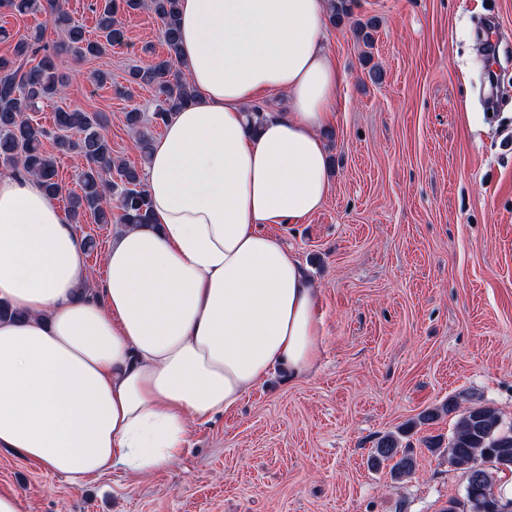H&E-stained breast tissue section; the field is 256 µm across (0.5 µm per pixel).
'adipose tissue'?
Returning <instances> with one entry per match:
<instances>
[{
    "label": "adipose tissue",
    "mask_w": 512,
    "mask_h": 512,
    "mask_svg": "<svg viewBox=\"0 0 512 512\" xmlns=\"http://www.w3.org/2000/svg\"><path fill=\"white\" fill-rule=\"evenodd\" d=\"M326 0H181L197 96L154 140L153 221L113 234L96 279L68 215L31 176L0 177V448L71 483L166 471L190 420L232 411L322 352L320 290L266 228L320 210L322 132L341 76ZM288 98L249 129L262 94Z\"/></svg>",
    "instance_id": "adipose-tissue-1"
}]
</instances>
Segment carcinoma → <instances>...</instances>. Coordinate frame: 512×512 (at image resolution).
<instances>
[{
  "label": "carcinoma",
  "instance_id": "cac0c4a2",
  "mask_svg": "<svg viewBox=\"0 0 512 512\" xmlns=\"http://www.w3.org/2000/svg\"><path fill=\"white\" fill-rule=\"evenodd\" d=\"M180 0H104L96 9V30L99 38L92 39L80 25L72 22L70 14L62 8L60 0H0L15 15L44 14L65 41L50 48L41 44L42 33L35 31L16 41L13 57H0V165L14 174H31L41 183L45 193L53 198L62 193L57 179L55 158L46 153L42 138L45 131L32 125L25 113L39 104L64 92L66 81L58 71L56 56L69 53L78 60L98 57L107 48L125 41L124 27L118 16L129 11L147 9L162 24V39L166 57L147 68L130 72L131 82L150 87L156 93L152 122L161 125L195 97L191 84L181 77L179 66L180 34L178 27ZM330 19L341 21L350 13V0H327ZM377 28L374 19L357 22L356 33L362 43L373 45ZM41 55L38 63L28 69L22 61ZM127 126L136 135L135 147L143 163H148L153 137L144 128L141 112L131 110L126 115ZM106 123L102 113H88L59 109L55 113L57 150L75 152L86 160L81 174L79 190L68 193L66 209L70 218L78 222L89 214L97 224H149L152 222L150 200L141 187L140 171L125 163H115L108 140L99 132ZM78 133L72 139V133ZM117 168L124 183L120 197H112L104 173ZM431 453L443 455L448 466L467 477L466 502L468 512H506L512 505L502 501L495 493L499 474L512 472V430L500 427L498 412L474 398L459 414L454 431L443 443L438 436L428 439ZM508 456L510 465L503 469L499 461ZM372 465L380 467L390 462V474L395 478L410 475L415 468L413 456L401 447V434L389 433L380 438L373 448Z\"/></svg>",
  "mask_w": 512,
  "mask_h": 512
}]
</instances>
